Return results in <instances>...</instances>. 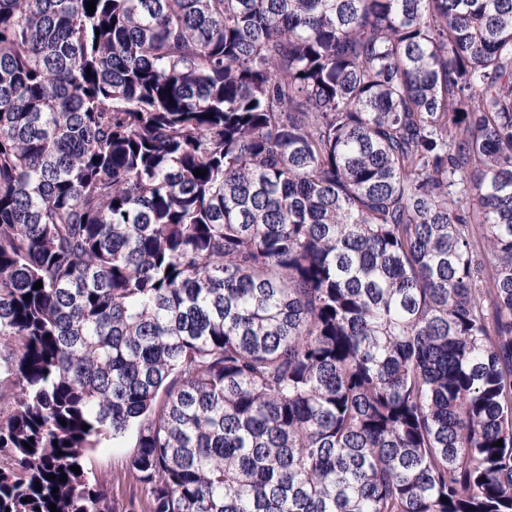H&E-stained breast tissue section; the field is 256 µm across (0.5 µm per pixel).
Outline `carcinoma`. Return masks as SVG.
I'll return each instance as SVG.
<instances>
[{
    "label": "carcinoma",
    "instance_id": "1",
    "mask_svg": "<svg viewBox=\"0 0 512 512\" xmlns=\"http://www.w3.org/2000/svg\"><path fill=\"white\" fill-rule=\"evenodd\" d=\"M86 5L0 0V512H512V0ZM135 440V434L129 433L122 439L103 442L87 454L89 476L106 480L119 500L136 485L126 468V460L135 449Z\"/></svg>",
    "mask_w": 512,
    "mask_h": 512
}]
</instances>
